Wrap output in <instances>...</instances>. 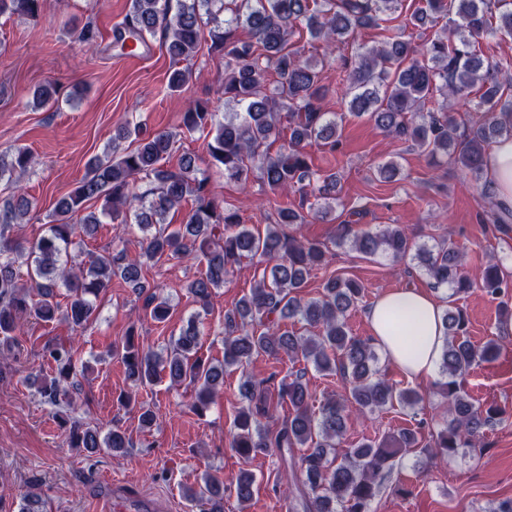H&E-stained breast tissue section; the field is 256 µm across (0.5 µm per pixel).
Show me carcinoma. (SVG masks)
I'll return each instance as SVG.
<instances>
[{"label": "carcinoma", "instance_id": "cac0c4a2", "mask_svg": "<svg viewBox=\"0 0 512 512\" xmlns=\"http://www.w3.org/2000/svg\"><path fill=\"white\" fill-rule=\"evenodd\" d=\"M403 0H131L122 25L114 30L118 42L127 37L139 41L162 33L170 57L189 62L209 37V51L224 58V84L220 94L240 111L221 117L205 101L188 102L181 116L180 134L204 138L205 155H184L175 167L164 160L177 142V134L148 131L139 122H126L112 135V152L88 161L80 185L58 201L46 233L25 243L0 237V340L10 342L29 320L63 322L85 328L95 319L96 300L120 279L143 298V310L156 323L171 314L170 300L144 281L142 270L162 257L196 258L206 262L203 276L189 285V293L203 312H208L214 289L243 260L266 264L262 279L235 306L224 312V361L199 355L203 332L196 318L188 320L178 337L170 340L166 354L147 350L137 330L130 328L109 355L120 359L127 380L139 390L156 384L163 372L171 382L193 388L190 404L203 415L224 388V372L241 368L257 356L310 364L318 372L340 374L348 391L326 397L319 411L310 408L312 394L301 369L279 382L273 393L252 376L242 375L240 395L246 401L233 419L232 448L248 460L276 448L305 447L301 456L303 483L308 498L305 512H368L370 503L400 463L406 451L418 445V431L404 429L387 443L371 440L345 452L338 451L354 413H376L394 407L415 406L422 398L412 390L399 389L376 369L372 344L350 333L346 315L354 308L362 287L349 278L334 277L314 298L302 294L310 272L327 259V248L298 234L305 223L301 213L278 207L266 232L255 233L240 214L211 196L206 170L218 169L224 177L245 188L257 179L271 193L294 187L303 191L308 210L327 216L337 199L336 173L312 169L306 147L317 144L338 149L336 114L323 109L325 88L322 72L339 67L346 73L339 93L340 107L357 117L369 116L382 130L399 140L412 141L436 160L446 157L460 170L480 181L486 172L488 145L512 136V81L502 78L512 65L478 54L476 43L485 35L512 36V0H426L415 11V25L445 21L444 35L421 43L404 41L389 32L383 42L336 64L333 56L304 58L290 39L298 26L326 49L342 43L356 30L378 28L386 15L402 8ZM40 0H0V14L34 18ZM245 29L249 37L238 36ZM275 76L273 91L267 77ZM192 78L188 66L173 70L167 87L178 91ZM439 92L444 99L481 113L475 122L458 121L453 108L441 104L425 110L426 101ZM288 140L276 154L268 152L283 130ZM132 139L133 148L120 150ZM34 163L25 147L0 154V182L9 194L0 199V224H17L30 213L33 202L20 185ZM153 185L136 191L137 181ZM103 200V213L126 224L129 218L143 233L140 252L125 249L90 255L86 265L67 267L68 249L82 233L92 236L101 220L87 203ZM190 204L183 222L172 226L169 212ZM334 244L349 245L365 257L385 255L393 261L416 262L434 288L450 290L442 317L445 342L439 370L445 381L438 395L446 404L448 420L431 433L418 453L447 460L461 448L481 444L487 428L500 422L498 406L475 404L463 387V379L475 367L491 363L501 351L499 342L473 344L467 318L454 300L477 286L501 299L504 317L512 309L504 298L512 293V279L499 262L489 263L475 276L464 269L463 252L452 242L417 243L413 232L402 225L376 231H353L344 222L337 226ZM65 289L60 301L59 289ZM296 319L312 329L308 336L281 327ZM44 357L53 376L36 377L32 384L54 414L73 412L75 395L81 391L76 351L62 343L48 342ZM286 403L292 414L275 433L264 422ZM69 444L91 457L101 451L117 452L132 446L124 431L100 427L69 417ZM255 478L244 471L235 484L239 502H249ZM203 505L204 512H224V481L207 474L202 483L186 492ZM19 512H43L39 481L34 479L22 497Z\"/></svg>", "mask_w": 512, "mask_h": 512}]
</instances>
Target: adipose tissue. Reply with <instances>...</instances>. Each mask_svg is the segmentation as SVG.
Wrapping results in <instances>:
<instances>
[{
	"instance_id": "adipose-tissue-1",
	"label": "adipose tissue",
	"mask_w": 512,
	"mask_h": 512,
	"mask_svg": "<svg viewBox=\"0 0 512 512\" xmlns=\"http://www.w3.org/2000/svg\"><path fill=\"white\" fill-rule=\"evenodd\" d=\"M488 194L503 213L512 212V137L497 139L487 156ZM408 317L405 333L390 332L386 325L389 312ZM443 308L423 291H393L381 295L367 310L366 321L376 345L410 379L431 377L436 369L445 331L441 322Z\"/></svg>"
}]
</instances>
